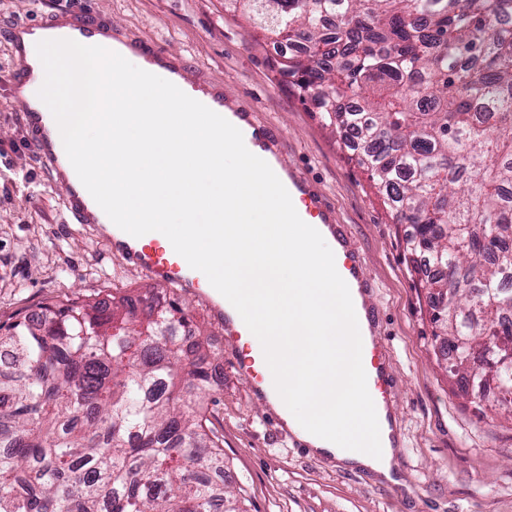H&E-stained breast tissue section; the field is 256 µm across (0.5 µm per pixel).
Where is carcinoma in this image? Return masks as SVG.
Here are the masks:
<instances>
[{
	"label": "carcinoma",
	"instance_id": "obj_1",
	"mask_svg": "<svg viewBox=\"0 0 512 512\" xmlns=\"http://www.w3.org/2000/svg\"><path fill=\"white\" fill-rule=\"evenodd\" d=\"M280 55L299 95L368 175L423 265L434 338L467 347L458 391L488 390L512 416V375L467 349L512 339V0H224ZM155 296L69 299L0 323V512H240L210 473L224 449L207 416L213 384L189 318Z\"/></svg>",
	"mask_w": 512,
	"mask_h": 512
}]
</instances>
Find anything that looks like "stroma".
<instances>
[{
	"mask_svg": "<svg viewBox=\"0 0 512 512\" xmlns=\"http://www.w3.org/2000/svg\"><path fill=\"white\" fill-rule=\"evenodd\" d=\"M72 10L109 17L123 34L162 47L185 67L188 85L221 90L225 109L271 126L284 168L325 198L376 284L371 302L396 380L399 485L297 447L286 427L268 422V408L250 394L226 347L215 357L224 381L208 409L224 439V489L243 512H512V419L480 414L478 397L454 395L403 226L315 104L280 79L271 45L256 42L253 27L225 12L224 0H0V321L69 297L163 289L113 253L97 225L70 223L8 93L9 27Z\"/></svg>",
	"mask_w": 512,
	"mask_h": 512,
	"instance_id": "35a3bbf8",
	"label": "stroma"
}]
</instances>
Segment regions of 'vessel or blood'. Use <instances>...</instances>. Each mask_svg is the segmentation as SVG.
Listing matches in <instances>:
<instances>
[{
  "label": "vessel or blood",
  "mask_w": 512,
  "mask_h": 512,
  "mask_svg": "<svg viewBox=\"0 0 512 512\" xmlns=\"http://www.w3.org/2000/svg\"><path fill=\"white\" fill-rule=\"evenodd\" d=\"M111 28V21L82 15L63 25L52 20L37 25L18 21L11 27V36L13 41L18 42L23 36L36 34L43 40L70 39L84 45L101 44L111 51L122 52L123 43L107 38ZM38 90L39 85L34 80L26 52L17 53L10 92L26 117L30 147L47 166L68 211L78 223L99 225L113 251L131 268L147 272L156 282L199 297L211 315L223 322L228 343L238 347V364L252 394L263 398L275 394L273 375L262 348L256 346L255 337L246 325L233 323L230 314L224 309L223 296L209 281L192 269L174 249L161 243L154 233L138 238L123 233L97 205L79 180L68 157L59 153L48 124V108L40 100ZM288 190L293 194H302L308 214L328 227L335 237L343 251L339 273L346 282L357 286L363 299L366 321L375 324L376 313L370 303L374 282L363 267L357 245L344 225L336 223L332 208L324 199L312 193L302 176L289 175ZM363 363L376 398L389 401L393 378L386 349L379 339H372L370 347L363 354Z\"/></svg>",
  "instance_id": "b4317fda"
}]
</instances>
